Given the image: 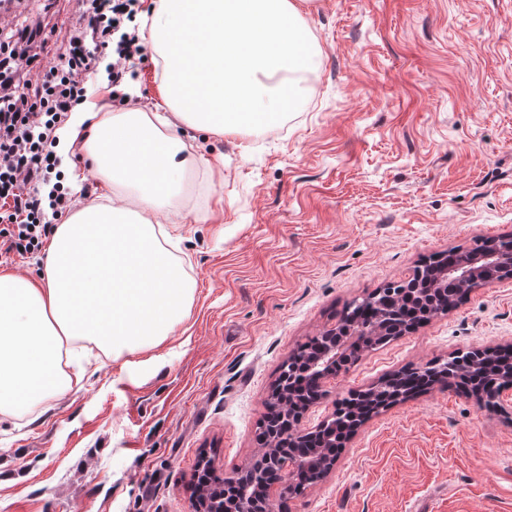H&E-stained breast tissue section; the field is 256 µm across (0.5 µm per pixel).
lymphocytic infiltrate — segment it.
Returning <instances> with one entry per match:
<instances>
[{
  "mask_svg": "<svg viewBox=\"0 0 512 512\" xmlns=\"http://www.w3.org/2000/svg\"><path fill=\"white\" fill-rule=\"evenodd\" d=\"M139 11L140 0H79L55 41H33L27 26L0 20V252L41 251L50 224L74 209L72 190L51 179L55 130L86 102L98 72L112 98L126 100L144 57Z\"/></svg>",
  "mask_w": 512,
  "mask_h": 512,
  "instance_id": "f902f5d3",
  "label": "lymphocytic infiltrate"
}]
</instances>
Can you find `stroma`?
<instances>
[{"mask_svg": "<svg viewBox=\"0 0 512 512\" xmlns=\"http://www.w3.org/2000/svg\"><path fill=\"white\" fill-rule=\"evenodd\" d=\"M315 91L288 128L176 134L203 158L175 252L195 287L154 350L95 352L81 383L0 424V512H190L208 456L248 468L281 364L344 306L474 238L512 234V0H307ZM62 174L107 189L56 139ZM512 344V278L340 368L302 419L406 366ZM275 512H512V390L439 385L373 416Z\"/></svg>", "mask_w": 512, "mask_h": 512, "instance_id": "1", "label": "stroma"}]
</instances>
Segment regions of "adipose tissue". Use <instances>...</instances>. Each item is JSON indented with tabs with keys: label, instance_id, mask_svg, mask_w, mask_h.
<instances>
[{
	"label": "adipose tissue",
	"instance_id": "obj_1",
	"mask_svg": "<svg viewBox=\"0 0 512 512\" xmlns=\"http://www.w3.org/2000/svg\"><path fill=\"white\" fill-rule=\"evenodd\" d=\"M143 28L164 62L167 113L89 103L73 119L69 141L122 190L55 228L40 278L0 272V416L24 418L67 392L88 351L150 348L182 323L193 287L151 220L177 196L172 121L217 135L269 126L314 64L298 0H150Z\"/></svg>",
	"mask_w": 512,
	"mask_h": 512
}]
</instances>
